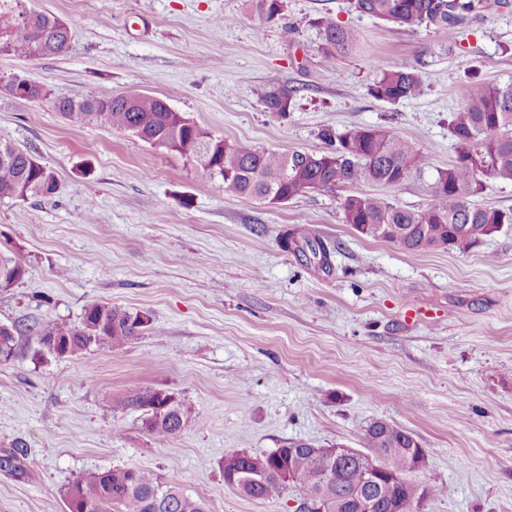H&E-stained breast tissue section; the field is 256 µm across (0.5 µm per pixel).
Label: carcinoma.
Masks as SVG:
<instances>
[{"label":"carcinoma","instance_id":"obj_1","mask_svg":"<svg viewBox=\"0 0 512 512\" xmlns=\"http://www.w3.org/2000/svg\"><path fill=\"white\" fill-rule=\"evenodd\" d=\"M284 0H255L267 19L279 15ZM354 8L384 23L417 31L435 27L455 40L471 17L483 12L486 0H353ZM31 0H0V55L27 60L63 52L68 25L54 14L40 11L35 19ZM323 37V61L336 64L357 43V34L336 24L333 17L319 21ZM39 100L49 94L45 85L15 74L0 80V92ZM424 93L418 69L410 65L376 68L367 94L395 104ZM291 94L275 78L268 83L262 104L265 111L285 115ZM61 114L80 123L126 131L163 151L179 155L201 169L224 188L241 196L258 197L270 204L296 198L316 187L335 190L351 186L394 189L426 165V152L419 145L392 131L374 126H354L337 133L330 128L321 138L330 150L313 154L300 151H266L245 141H228L167 106V101L138 94L86 96L54 102ZM454 160L436 169L430 183L431 203L421 209L397 206L381 194L353 192L343 197V222L374 240L393 243L407 252H431L456 248L462 251L481 244L487 237L512 226V209L481 206L473 198L496 183H512V83H485L465 103L450 113ZM60 188L54 170L13 143L0 139V199L26 200L51 197ZM27 274L26 265L15 257L0 255V288H8ZM147 330L142 316L109 303L86 306L77 324L44 323L0 325V362L18 355L21 336L33 335V357L44 358V344L64 345L72 357L93 348L120 349ZM140 413L141 427L162 443L182 433L193 418L177 395L160 386H139L112 398L109 412L116 416ZM364 448H378L376 462L386 472L403 475L391 495L375 491L371 512H415V504L439 492L411 472V463L421 446L412 433L386 420L371 423L363 432ZM327 455L312 444L296 441L269 453L240 450L224 456V481L257 500L282 496L295 489L303 501L319 491ZM332 503L338 512H353V493L364 486L365 470L358 456L333 461ZM68 512H205L201 499L144 469L112 467L90 474L59 490Z\"/></svg>","mask_w":512,"mask_h":512}]
</instances>
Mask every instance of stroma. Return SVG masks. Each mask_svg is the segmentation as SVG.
<instances>
[{
    "label": "stroma",
    "instance_id": "1",
    "mask_svg": "<svg viewBox=\"0 0 512 512\" xmlns=\"http://www.w3.org/2000/svg\"><path fill=\"white\" fill-rule=\"evenodd\" d=\"M71 28L60 54L0 56V78L28 76L49 98L0 92V138L51 167L52 198L0 200V252L27 265L0 288V324L78 322L93 302L150 317L119 350L36 361L34 341L0 362V512H66L58 488L114 466L150 469L207 512H299L297 491L261 501L224 482L236 450L305 440L361 447L370 422L396 423L427 454L437 496L419 512H512V226L461 251L410 253L345 224L344 190L272 205L226 190L121 131L75 123L57 98L141 92L168 98L213 136L288 153L323 151L322 127L384 126L420 145L423 173L388 190L431 202L453 157L448 114L483 83L512 82V5L469 20L456 41L356 12L352 0H285L262 17L251 0H33ZM358 32L329 66L321 17ZM291 36H284V28ZM410 64L425 90L387 104L366 87L376 67ZM291 90L265 112L270 78ZM307 230L322 270L302 253ZM174 391L194 418L158 443L138 413L112 415L128 389Z\"/></svg>",
    "mask_w": 512,
    "mask_h": 512
}]
</instances>
